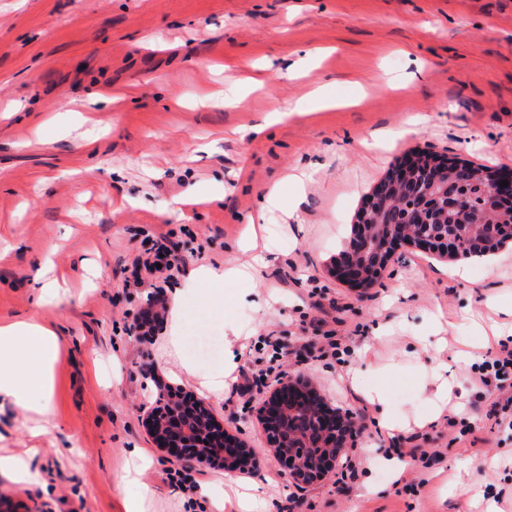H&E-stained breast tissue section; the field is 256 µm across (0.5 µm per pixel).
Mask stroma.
<instances>
[{"instance_id": "obj_1", "label": "stroma", "mask_w": 512, "mask_h": 512, "mask_svg": "<svg viewBox=\"0 0 512 512\" xmlns=\"http://www.w3.org/2000/svg\"><path fill=\"white\" fill-rule=\"evenodd\" d=\"M314 47L330 53L289 75L288 63ZM246 77L263 84L226 108L221 94ZM104 83L114 101L86 111ZM316 84L350 105L238 134ZM382 130L397 140L374 144ZM426 154L512 168V0H0V237L20 244L0 259V322L34 315L66 338L55 364L60 429L32 439L22 412L0 408V447L39 448L46 483L22 492L0 475V512L20 502L28 512H121L136 448L153 461L154 512H196V493L166 481L176 457L144 420L157 397L154 373L187 392L199 386L180 375L159 336L142 342L127 330L150 288L124 281L149 235L201 255L166 285L164 301L200 269L261 258L253 277L186 299L187 315L205 311L219 332L236 327L241 367L258 337L312 341L283 370L366 424L356 441L363 473L351 488L332 476L298 485L280 475L256 404L223 395L210 402L217 420L266 454L255 475L208 467L198 483H256L271 506L293 493L304 499L300 512H458L448 481L466 462L470 480L512 512V431L477 410L474 368L458 358L487 352L494 308L512 302V245L508 260L470 261L462 276L449 275L448 258L408 245L373 288L330 273L372 187L406 156ZM310 162L318 170L299 221L278 208L260 212L262 197ZM196 194L208 203L169 219L174 200ZM45 256L71 283L88 280L55 308L38 305L30 285ZM316 285L327 290L319 304L309 296ZM379 325L387 332L377 338ZM434 325L440 342L417 344ZM330 331L348 348L342 359L317 352ZM353 368L362 390L347 380ZM436 369L464 396L459 416L476 424L463 440L446 420H427L421 386ZM368 390L386 392L384 410ZM384 416L407 422L440 462L394 471Z\"/></svg>"}]
</instances>
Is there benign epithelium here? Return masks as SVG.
Listing matches in <instances>:
<instances>
[{
    "instance_id": "obj_1",
    "label": "benign epithelium",
    "mask_w": 512,
    "mask_h": 512,
    "mask_svg": "<svg viewBox=\"0 0 512 512\" xmlns=\"http://www.w3.org/2000/svg\"><path fill=\"white\" fill-rule=\"evenodd\" d=\"M453 171L454 167L448 163L441 165L431 158L410 156L390 172L388 181L395 187L404 185L412 173L425 172L429 178L416 182L406 192L398 221L389 225L380 242L378 263L387 266L402 245L441 257L457 258L459 250L455 239L446 234L427 233V212L435 211L462 220L483 208L493 207L501 212V204L512 200L510 171H495L490 187L478 202L472 194H448ZM504 180L508 185H502ZM389 202L390 198L371 192L357 214L351 237L333 261L332 273L336 279L361 289L377 283L376 277L358 263V257L369 248L367 222L382 212ZM300 411H310L318 420V428L304 436L288 432V417ZM259 415L271 433L273 447L279 449L277 462L297 483L310 484L333 472L348 436L355 432V422L349 414L324 401L312 385L292 379L262 400ZM146 424L154 432L158 447L181 455L190 465L220 463L232 468L244 459V443L224 432V427L214 418L210 404L202 398L192 395L179 398L162 393L156 406L147 414Z\"/></svg>"
}]
</instances>
